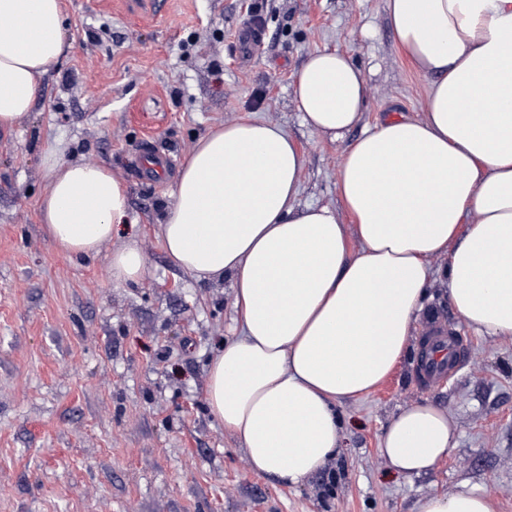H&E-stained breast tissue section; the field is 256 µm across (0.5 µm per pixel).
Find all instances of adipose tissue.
Returning a JSON list of instances; mask_svg holds the SVG:
<instances>
[{
    "mask_svg": "<svg viewBox=\"0 0 512 512\" xmlns=\"http://www.w3.org/2000/svg\"><path fill=\"white\" fill-rule=\"evenodd\" d=\"M397 44L429 78L422 115L361 128L367 78L339 50L311 51L293 95L303 125L343 138L336 188L351 223L300 206L305 157L279 124L240 121L198 140L160 223L165 249L197 281H229L236 336L208 366L210 413L255 473L297 486L339 448L336 408L407 355L447 257L448 301L474 331L512 340V0H384ZM62 0H0V129L26 119L71 44ZM41 222L69 255L93 257L128 219V194L100 163L42 153ZM359 250H351V241ZM138 282L136 241L107 257ZM457 445L431 400L401 408L380 443L389 467L432 472ZM417 512H493L487 492L429 493Z\"/></svg>",
    "mask_w": 512,
    "mask_h": 512,
    "instance_id": "adipose-tissue-1",
    "label": "adipose tissue"
}]
</instances>
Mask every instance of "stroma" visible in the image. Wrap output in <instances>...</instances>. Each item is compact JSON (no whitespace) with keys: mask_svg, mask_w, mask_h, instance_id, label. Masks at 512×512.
Returning a JSON list of instances; mask_svg holds the SVG:
<instances>
[{"mask_svg":"<svg viewBox=\"0 0 512 512\" xmlns=\"http://www.w3.org/2000/svg\"><path fill=\"white\" fill-rule=\"evenodd\" d=\"M63 0L72 49L38 88L29 117L0 130V512H414L432 492L487 491L512 512V340L473 332L448 303L447 260L432 259V300L414 331L442 318L463 352L455 374L423 386L418 349L372 393L337 407L343 438L297 487L253 473L210 415L211 358L232 334V290L179 269L159 235L176 168L211 128L283 126L306 163L299 205L349 223L336 191L346 140L302 125L294 75L308 53L347 52L367 77L364 125L421 116L429 80L396 47L384 0ZM262 41L240 42L250 25ZM106 165L127 187L139 284L113 282L106 256L58 250L39 219L42 150ZM169 156L143 178L136 158ZM429 399L457 446L425 475L389 471L384 425Z\"/></svg>","mask_w":512,"mask_h":512,"instance_id":"1","label":"stroma"}]
</instances>
